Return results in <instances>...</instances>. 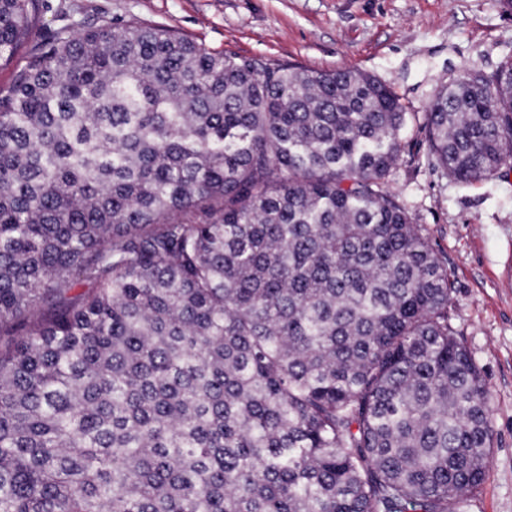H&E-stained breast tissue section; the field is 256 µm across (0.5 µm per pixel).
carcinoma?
Listing matches in <instances>:
<instances>
[{
  "label": "carcinoma",
  "mask_w": 512,
  "mask_h": 512,
  "mask_svg": "<svg viewBox=\"0 0 512 512\" xmlns=\"http://www.w3.org/2000/svg\"><path fill=\"white\" fill-rule=\"evenodd\" d=\"M41 2L0 0V512H453L491 410L383 187L400 99L135 16L35 41ZM425 117L511 169L512 60Z\"/></svg>",
  "instance_id": "cac0c4a2"
}]
</instances>
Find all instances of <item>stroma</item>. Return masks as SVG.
<instances>
[{
	"label": "stroma",
	"mask_w": 512,
	"mask_h": 512,
	"mask_svg": "<svg viewBox=\"0 0 512 512\" xmlns=\"http://www.w3.org/2000/svg\"><path fill=\"white\" fill-rule=\"evenodd\" d=\"M62 8L79 23L136 16L266 66L355 69L392 88L406 125L384 187L447 267L450 322L490 398V464L459 512H512V173L457 183L436 165L425 123L441 88L512 56V13L500 0H44L40 37Z\"/></svg>",
	"instance_id": "obj_1"
}]
</instances>
